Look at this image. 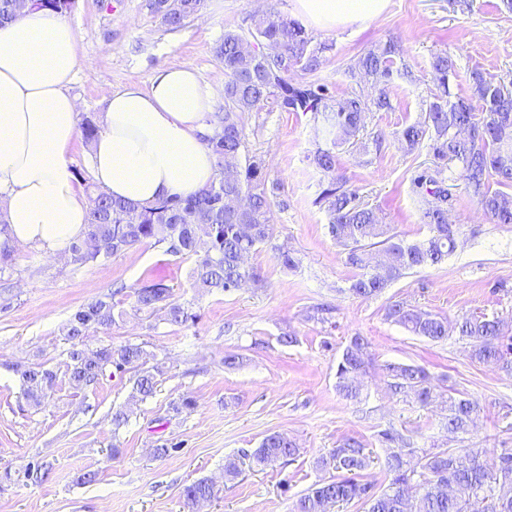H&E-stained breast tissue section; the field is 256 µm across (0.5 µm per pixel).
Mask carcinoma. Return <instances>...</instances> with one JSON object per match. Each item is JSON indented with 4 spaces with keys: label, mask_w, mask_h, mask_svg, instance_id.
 <instances>
[{
    "label": "carcinoma",
    "mask_w": 512,
    "mask_h": 512,
    "mask_svg": "<svg viewBox=\"0 0 512 512\" xmlns=\"http://www.w3.org/2000/svg\"><path fill=\"white\" fill-rule=\"evenodd\" d=\"M31 10L59 14L70 10L75 0H0V23L15 18L16 4ZM203 6V0H147L150 12L169 30L182 28ZM311 39L296 21L269 11L254 21L246 33L227 30L215 48L223 63L224 111L213 112L209 123L215 133L208 144L220 170L232 165L234 174L220 178L186 197H171L150 205L135 206L95 191L84 238L68 248L71 263L83 267L144 244L162 245L174 256H198L192 288L201 294H223L247 281L262 280L249 271L245 259L273 238L271 202L265 186L262 159L249 155L242 114L261 102L273 100L284 112H311L320 123L326 147H319L312 164L333 174L322 187L316 203L325 206L329 233L342 246L346 262L358 270L349 290L360 298L381 293L407 271L442 263L456 247L458 226L448 223L453 203L452 186L444 173L456 172L468 193L495 224H512V89L475 70L471 73L473 94L451 97L450 77L455 63L447 54L433 57L431 67L440 93L433 96L422 120L395 133L404 148L413 152L428 143L433 172L413 179L421 197L422 219L431 235L408 242L389 224L382 223L376 208L365 202L336 170V151L357 146L366 113L389 107L386 89L394 80V57L400 48L393 42L368 50L355 69L378 86V95L333 97L326 85L301 80L298 74H313L323 65L327 46L310 47ZM80 132L86 146L99 133L95 118L83 119ZM497 188H491L490 180ZM137 311L165 313V320L183 326L196 315L189 306L175 301L172 288L161 278L133 291ZM386 316L414 336L440 341L456 334L470 341L471 358L512 371V331L499 319L465 316L454 322L429 311L395 301ZM115 322L112 302L97 299L80 306L65 326L70 342L67 372L80 387L96 384L106 371L133 372V390L147 398L154 393L159 368L144 367L141 345L128 342L91 349L85 343L93 327ZM369 343L351 338L336 371V386L349 399L360 394V378L373 365ZM390 387L413 394L421 404L433 400L439 385L419 365L390 364L385 367ZM23 395L35 407L56 386L57 373L42 365L20 374ZM476 402L448 397L445 426L464 432L475 423ZM384 451L382 481H368L365 471L374 463L372 452L355 438L343 440L317 461L336 475L311 485L292 504L291 512H335L349 505L362 512H512V448H502L495 470L485 467L484 448H446L418 451L411 438L397 430L378 432ZM300 449L286 435L266 434L255 448L241 450L240 458L256 466L288 463ZM216 495L215 487L198 480L184 488L183 507L194 512L201 500Z\"/></svg>",
    "instance_id": "cac0c4a2"
}]
</instances>
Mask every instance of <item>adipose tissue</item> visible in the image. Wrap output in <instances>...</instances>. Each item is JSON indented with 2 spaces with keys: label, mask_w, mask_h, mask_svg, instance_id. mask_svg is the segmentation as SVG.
Returning a JSON list of instances; mask_svg holds the SVG:
<instances>
[{
  "label": "adipose tissue",
  "mask_w": 512,
  "mask_h": 512,
  "mask_svg": "<svg viewBox=\"0 0 512 512\" xmlns=\"http://www.w3.org/2000/svg\"><path fill=\"white\" fill-rule=\"evenodd\" d=\"M310 25L366 24L387 0H295ZM77 34L58 13L25 11L0 25V218L12 249L65 253L86 229L90 203L70 166L81 107L69 86ZM212 93L189 64L164 67L148 87L110 92L91 152L94 181L113 198L148 204L186 196L218 175L208 145Z\"/></svg>",
  "instance_id": "adipose-tissue-1"
}]
</instances>
